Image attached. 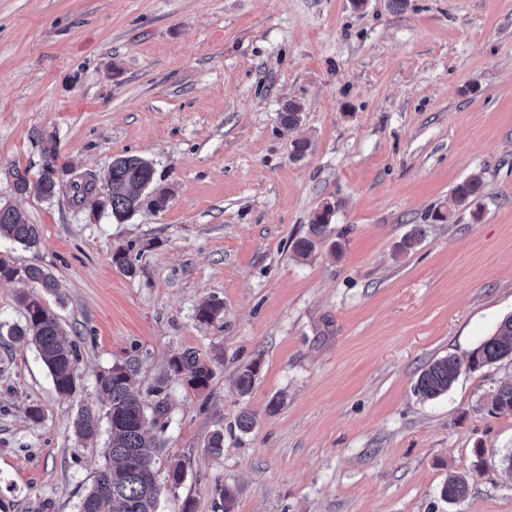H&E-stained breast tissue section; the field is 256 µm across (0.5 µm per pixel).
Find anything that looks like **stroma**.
<instances>
[{
	"instance_id": "1",
	"label": "stroma",
	"mask_w": 512,
	"mask_h": 512,
	"mask_svg": "<svg viewBox=\"0 0 512 512\" xmlns=\"http://www.w3.org/2000/svg\"><path fill=\"white\" fill-rule=\"evenodd\" d=\"M44 138L78 174L153 160L165 208L119 224L62 194L12 195L7 171L37 180ZM474 173L476 217L453 199ZM6 203L42 245L1 240L0 255L62 283L80 379L58 396L34 347L0 335V512H78L108 433L82 441L73 422L115 365L147 407L168 406L155 467L184 479L157 512H512V416L486 408L512 362L414 392L426 365L512 314V0H0ZM328 203L325 239L297 257ZM207 300L221 310L202 323ZM186 351L211 362L206 389L172 371ZM455 473L468 494L449 502Z\"/></svg>"
}]
</instances>
